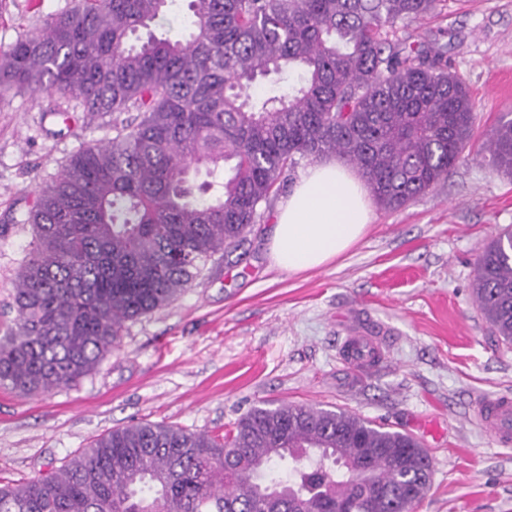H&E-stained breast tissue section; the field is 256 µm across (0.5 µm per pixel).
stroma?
Returning <instances> with one entry per match:
<instances>
[{
  "label": "stroma",
  "mask_w": 512,
  "mask_h": 512,
  "mask_svg": "<svg viewBox=\"0 0 512 512\" xmlns=\"http://www.w3.org/2000/svg\"><path fill=\"white\" fill-rule=\"evenodd\" d=\"M66 5L0 0V45ZM395 31L410 42L448 32L452 69L475 104L471 141L448 179L401 209L373 205L346 253L288 273L271 260L270 233L310 165L300 160L237 249L215 255L170 304L126 322L120 348L75 384L31 395L0 386V480L51 472L132 422L220 436L253 407L291 403L414 436L432 465L415 512H512V447L472 417L480 397L512 394V345L494 336L473 293L479 256L512 226V176L484 148L512 113V0H439ZM68 108L56 97L0 96V336L14 325V275L33 239L22 217L37 184L113 135L111 117L67 122ZM354 326L381 346L366 370L339 354Z\"/></svg>",
  "instance_id": "obj_1"
}]
</instances>
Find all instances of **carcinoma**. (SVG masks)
<instances>
[{"label": "carcinoma", "mask_w": 512, "mask_h": 512, "mask_svg": "<svg viewBox=\"0 0 512 512\" xmlns=\"http://www.w3.org/2000/svg\"><path fill=\"white\" fill-rule=\"evenodd\" d=\"M171 2L71 0L0 47L1 94L137 113L37 186L0 386L48 392L93 370L126 322L239 245L299 159L337 155L394 210L446 179L471 139L474 104L448 44L382 32L437 0H189L181 31L142 38ZM272 73H296L298 84L252 101ZM486 151L512 174L511 117ZM202 171L212 180L197 186ZM474 295L511 344L512 229L479 257ZM430 477L409 434L281 404L253 408L222 439L163 422L115 429L54 471L0 483V512H413Z\"/></svg>", "instance_id": "obj_1"}]
</instances>
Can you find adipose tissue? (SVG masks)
I'll return each instance as SVG.
<instances>
[{"label": "adipose tissue", "instance_id": "obj_1", "mask_svg": "<svg viewBox=\"0 0 512 512\" xmlns=\"http://www.w3.org/2000/svg\"><path fill=\"white\" fill-rule=\"evenodd\" d=\"M370 217L363 180L339 160L317 162L277 211L271 259L288 272L321 267L363 237Z\"/></svg>", "mask_w": 512, "mask_h": 512}]
</instances>
